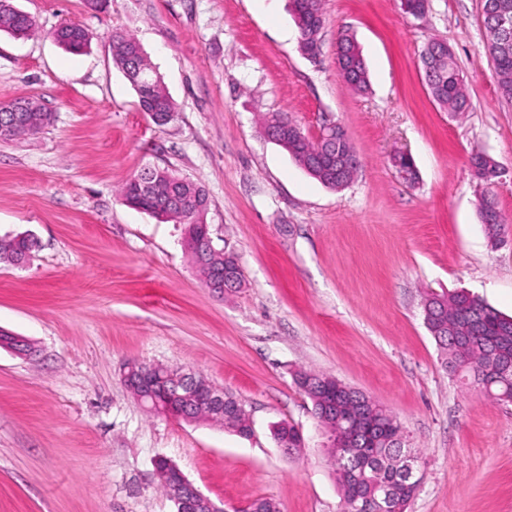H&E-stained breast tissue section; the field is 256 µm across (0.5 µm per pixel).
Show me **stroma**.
I'll return each mask as SVG.
<instances>
[{
    "label": "stroma",
    "mask_w": 512,
    "mask_h": 512,
    "mask_svg": "<svg viewBox=\"0 0 512 512\" xmlns=\"http://www.w3.org/2000/svg\"><path fill=\"white\" fill-rule=\"evenodd\" d=\"M34 34L0 31V102L39 99L52 123L0 141V238L38 241L22 268L0 264V328L35 348H0V512H174L151 480L176 462L217 505L275 499L281 512H340L326 438L293 374L314 369L380 401L418 450L409 512H512V404L452 376L424 323L426 294L467 290L512 316V239L491 247L470 157L504 169L492 186L512 220V103L485 53L483 0H325L318 62L301 55L288 0H15ZM92 34L80 53L54 30ZM133 35L177 106L156 125L112 60ZM351 32L370 73L357 94L336 69ZM447 43L470 111L433 102L423 46ZM291 115L309 137L341 124L362 160L341 190L310 177L263 134ZM410 154L418 178L392 158ZM168 168L208 196L216 248L244 282L217 297L183 247L184 227L128 206L119 186ZM174 365L241 402L242 437L209 421L148 411L124 362ZM305 446L288 454L280 422Z\"/></svg>",
    "instance_id": "obj_1"
}]
</instances>
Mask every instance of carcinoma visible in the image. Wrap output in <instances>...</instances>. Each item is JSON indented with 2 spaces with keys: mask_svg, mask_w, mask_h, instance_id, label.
Segmentation results:
<instances>
[{
  "mask_svg": "<svg viewBox=\"0 0 512 512\" xmlns=\"http://www.w3.org/2000/svg\"><path fill=\"white\" fill-rule=\"evenodd\" d=\"M323 0H292L291 11L298 37L304 38L303 47L314 55L321 52L320 33L326 17ZM506 11L512 17V0H484L483 26L486 31V52L494 54V68L499 96L512 102V47L500 49L502 27L498 12ZM35 29L34 20L18 10L0 14V31L15 38H26ZM55 40L63 48L81 52L88 47L91 35L82 26L67 23L55 31ZM140 43L132 36L112 34V52L115 64L123 71H141V78L150 87L138 91L140 106L151 116L175 112V105L166 93L163 83L148 60L140 56ZM339 72L346 83L357 93L367 91L369 72L356 39L344 33L336 42ZM421 65L429 69L427 86L433 100L448 112H466L471 103L464 86L463 75L451 51L442 49L436 42L428 43L421 52ZM329 146L323 138L312 140L300 126L288 129V153L309 175L327 187L341 189L348 185L358 171L353 165L334 173L322 163ZM476 178L488 183L486 172L499 164L485 154H475L470 160ZM154 184L164 195L185 198L182 209L174 212L169 220L185 226L197 221L200 209L207 208V198L202 189L181 179L167 169L151 170ZM124 201L133 206L144 204L137 178L121 187ZM481 222L488 242L496 247L501 236L507 234L509 224L499 208L496 197L485 192L479 203ZM38 246L36 239L26 236L0 238V263L18 264L32 254ZM424 305V321L428 331L446 356V367L472 386L485 391L500 402L512 403V317L504 316L491 308L482 298L461 290L448 295L432 294ZM312 380L316 388L305 391L313 410L319 411L333 401L352 407L365 428L355 433L350 447L336 454L332 460L337 480L342 490L341 507L358 512L355 496L362 498L388 496L386 512H407L408 506L423 480V472L406 479L393 466L392 460L416 450L406 447L401 424L396 417L374 398L347 387L331 388L335 377L315 370L297 373V382ZM230 418H216L205 406L195 410L200 420H210L224 425L242 436L251 433V423L246 410L234 398L224 406ZM275 436L290 448L302 447L296 427L287 423L277 426Z\"/></svg>",
  "mask_w": 512,
  "mask_h": 512,
  "instance_id": "cac0c4a2",
  "label": "carcinoma"
}]
</instances>
